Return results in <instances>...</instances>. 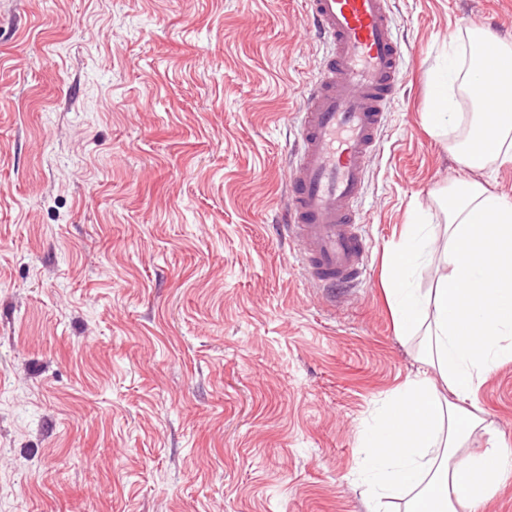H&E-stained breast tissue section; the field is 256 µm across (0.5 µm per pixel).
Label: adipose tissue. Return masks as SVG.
I'll return each instance as SVG.
<instances>
[{
    "label": "adipose tissue",
    "mask_w": 512,
    "mask_h": 512,
    "mask_svg": "<svg viewBox=\"0 0 512 512\" xmlns=\"http://www.w3.org/2000/svg\"><path fill=\"white\" fill-rule=\"evenodd\" d=\"M499 77L497 115L482 91ZM468 99L470 111L460 109ZM431 131L444 137L466 169L512 165V40L482 28L452 37L447 62L432 85ZM445 211L448 268L433 292L411 279L427 259L424 222L406 225L389 260L386 293L398 336L427 338L423 368L408 378L366 432L361 482L367 512L386 499L404 512H481L512 474V453L496 437L486 448L468 442L484 424L465 406L476 387L512 360V199L475 180H457L439 197ZM442 375L439 394L426 370Z\"/></svg>",
    "instance_id": "adipose-tissue-1"
}]
</instances>
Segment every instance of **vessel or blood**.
I'll return each mask as SVG.
<instances>
[{"instance_id":"vessel-or-blood-1","label":"vessel or blood","mask_w":512,"mask_h":512,"mask_svg":"<svg viewBox=\"0 0 512 512\" xmlns=\"http://www.w3.org/2000/svg\"><path fill=\"white\" fill-rule=\"evenodd\" d=\"M307 7L328 52L306 91L283 234L307 278L331 288L367 276L373 244L356 204L403 85L404 50L390 0H307Z\"/></svg>"}]
</instances>
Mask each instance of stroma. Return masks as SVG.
I'll list each match as a JSON object with an SVG mask.
<instances>
[{
    "label": "stroma",
    "mask_w": 512,
    "mask_h": 512,
    "mask_svg": "<svg viewBox=\"0 0 512 512\" xmlns=\"http://www.w3.org/2000/svg\"><path fill=\"white\" fill-rule=\"evenodd\" d=\"M404 82L358 202L365 282L302 274L277 226L325 43L305 0H0V512H366L376 410L418 368L387 260L436 192L512 198L427 131L451 37L512 0H391ZM512 449V361L479 387Z\"/></svg>",
    "instance_id": "1"
}]
</instances>
